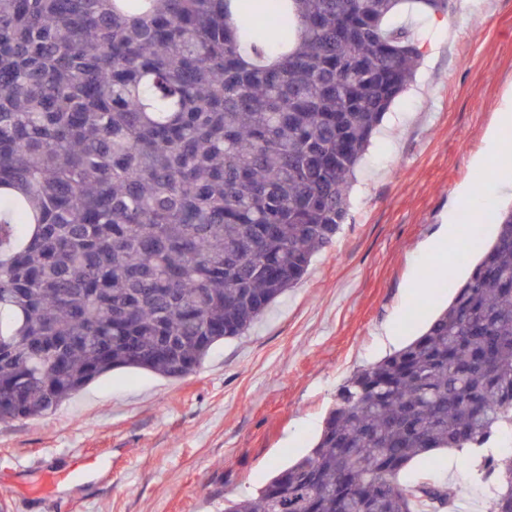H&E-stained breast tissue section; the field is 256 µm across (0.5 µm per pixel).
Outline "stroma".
I'll use <instances>...</instances> for the list:
<instances>
[{
  "label": "stroma",
  "mask_w": 512,
  "mask_h": 512,
  "mask_svg": "<svg viewBox=\"0 0 512 512\" xmlns=\"http://www.w3.org/2000/svg\"><path fill=\"white\" fill-rule=\"evenodd\" d=\"M422 51L356 173L348 216L307 274L241 337L184 378L118 369L39 419L0 422V512H224L308 452L338 389L406 344L471 270L457 237L485 198L473 172L512 171V0H449L391 19ZM80 457L91 474L67 482ZM475 460L456 451L412 461L400 481L445 482L459 512H484Z\"/></svg>",
  "instance_id": "obj_1"
}]
</instances>
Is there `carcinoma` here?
<instances>
[{
    "label": "carcinoma",
    "instance_id": "obj_1",
    "mask_svg": "<svg viewBox=\"0 0 512 512\" xmlns=\"http://www.w3.org/2000/svg\"><path fill=\"white\" fill-rule=\"evenodd\" d=\"M405 0H0V420L116 369L181 378L346 220L421 52ZM250 44L245 56L240 43ZM427 329L355 372L311 450L224 512H443L414 459L512 482V205Z\"/></svg>",
    "mask_w": 512,
    "mask_h": 512
}]
</instances>
